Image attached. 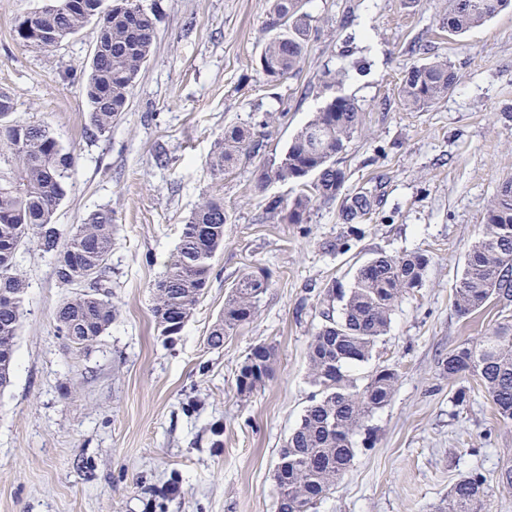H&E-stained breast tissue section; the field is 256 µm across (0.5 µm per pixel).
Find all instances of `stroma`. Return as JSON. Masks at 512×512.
<instances>
[{
  "mask_svg": "<svg viewBox=\"0 0 512 512\" xmlns=\"http://www.w3.org/2000/svg\"><path fill=\"white\" fill-rule=\"evenodd\" d=\"M157 39L126 112L110 134L88 133L82 85L98 32L90 19L60 46L16 37L39 0H0V91L16 121L47 125L76 165L54 216L82 223L115 215L111 268L117 316L88 349L56 331L69 294L53 258L17 256L28 288L11 385L0 392V512H276L278 451L314 392L307 349L332 288L349 289L358 264L383 251L429 256L423 285L398 303L371 357L352 370L366 384L397 369L395 393L355 437L351 466L315 512H437L471 471L487 478L488 512H512L497 480L512 463V424L498 423L472 379L451 381V348L498 318L468 319L452 306L469 244L489 201L512 178V7L461 36L448 35L447 0H304L312 34L299 71L270 82L259 58L266 0H151ZM448 60L447 97L404 108L399 85L412 64ZM342 75L363 126L339 159L332 203L307 223L269 219L271 200L296 188L258 190L257 170L280 157L325 103V69ZM268 121L259 155L221 176L208 161L225 127ZM168 162L159 165L157 153ZM223 199L229 221L210 284L179 336H162L153 283L202 197ZM367 197L366 219L345 209ZM269 286L250 324L213 349L207 337L244 271ZM273 347L272 371L250 394L237 375L250 349ZM467 390L456 404L459 390ZM179 483L172 496L160 490Z\"/></svg>",
  "mask_w": 512,
  "mask_h": 512,
  "instance_id": "stroma-1",
  "label": "stroma"
}]
</instances>
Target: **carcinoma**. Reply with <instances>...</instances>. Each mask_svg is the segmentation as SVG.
I'll return each mask as SVG.
<instances>
[{
  "label": "carcinoma",
  "instance_id": "obj_1",
  "mask_svg": "<svg viewBox=\"0 0 512 512\" xmlns=\"http://www.w3.org/2000/svg\"><path fill=\"white\" fill-rule=\"evenodd\" d=\"M303 0H269L265 30L268 39L259 58L268 79L292 76L303 60L310 36V15ZM71 0L55 12L38 7L17 26L26 46L43 49L36 37L43 28L64 37L75 35L92 17L99 32L83 93L89 106V131L103 136L112 130L129 104L134 84L148 61L157 38L154 9L135 10L131 0ZM512 6V0H448L444 21L451 35H462ZM455 74L448 61L413 64L404 75L400 95L410 110H424L448 95ZM12 99L0 93V390L7 388L15 369L16 338L28 284L17 268V255L35 244L54 259L59 282L73 289L56 312V330L77 350L92 345L111 326L112 305L108 257L114 217L108 209L90 212L82 223L66 230L54 222L65 196V184L75 167L74 154L63 149L54 134L40 124L11 119ZM354 99L338 92L296 133L279 159L258 170L256 186L273 182L297 187L288 200L270 202L277 223L305 224L320 200H336L345 183L338 167L351 138L362 126ZM263 147L256 133L242 126L224 130L209 160L220 175L249 162ZM370 212L364 196L354 198L345 218L352 221ZM229 215L224 201L204 199L183 224L180 241L163 275L154 282L155 321L161 335L174 338L193 314L209 287L216 253L224 248V225ZM430 258L411 253H379L360 264L351 288L339 291V315L322 313L324 322L308 345L309 380L316 391L300 423L279 449L274 480L277 512H314L344 475L355 456L354 436L377 409L391 399L398 383L395 368L377 370L365 386L351 369L369 359L385 335L398 300L422 286ZM269 286L260 274H242L228 295L224 310L208 337L219 348L224 336L249 323L261 295ZM499 308L501 320L476 340H464L448 351L443 363L448 379L471 377L491 399L500 422L512 423V182L502 184L484 216L479 237L470 243L457 280L453 306L468 317L489 305ZM273 348L253 347L240 368L238 392H251L271 373ZM486 478L478 471L460 477L448 491L440 512H486Z\"/></svg>",
  "mask_w": 512,
  "mask_h": 512
}]
</instances>
